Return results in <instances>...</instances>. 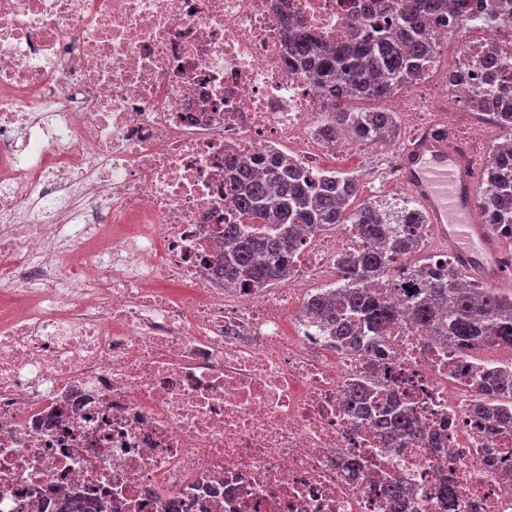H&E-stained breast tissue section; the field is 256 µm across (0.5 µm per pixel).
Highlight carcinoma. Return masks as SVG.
I'll use <instances>...</instances> for the list:
<instances>
[{"instance_id":"1","label":"carcinoma","mask_w":512,"mask_h":512,"mask_svg":"<svg viewBox=\"0 0 512 512\" xmlns=\"http://www.w3.org/2000/svg\"><path fill=\"white\" fill-rule=\"evenodd\" d=\"M447 7L448 0H402L394 35L373 37L360 29L346 51L316 48L294 35L293 58L309 67L321 92L336 99V111L323 128L325 136L347 133L359 140L380 141L395 137L396 113L354 103L384 101L422 77L433 52L426 27L430 20L443 17ZM484 60L493 73L512 60V51L492 42L486 45ZM468 94L477 108L494 110L498 125L512 129V111L499 109L498 101L486 97L481 87H468ZM224 168L231 173L227 191L249 223L277 225L276 231L263 234H251L237 224L224 225V279L241 288L271 284L288 269L309 233L354 223L373 247L340 259L343 286L324 292L310 307L312 316L332 335L367 348L404 307L416 322L448 337L451 346L468 355L481 347L512 348V293L477 283L457 263L437 270L424 261L394 268L397 256L420 251L412 228L426 219L410 199H403L401 205L356 207L354 179L340 172L314 176L276 148L252 157L227 154ZM481 181L485 185L481 210L494 213L491 228L496 235L512 239V142L493 149ZM389 271L402 293L400 302L372 288ZM486 382L476 411L484 425L495 427L512 411V372L493 368ZM385 435L397 439L414 431L405 415L396 413Z\"/></svg>"}]
</instances>
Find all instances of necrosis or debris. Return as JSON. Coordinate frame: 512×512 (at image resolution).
Instances as JSON below:
<instances>
[{
    "label": "necrosis or debris",
    "mask_w": 512,
    "mask_h": 512,
    "mask_svg": "<svg viewBox=\"0 0 512 512\" xmlns=\"http://www.w3.org/2000/svg\"><path fill=\"white\" fill-rule=\"evenodd\" d=\"M397 0H0V512H512V428L474 415L493 358L460 361L401 315L385 359L340 347L305 304L371 248L314 232L288 274L224 281V156L287 145L313 173L399 141L325 137L336 103L287 61L288 27L343 47ZM512 42V0H467ZM467 60L397 103L411 139L468 111L484 46L430 25ZM409 413L384 440L355 383Z\"/></svg>",
    "instance_id": "4bbe7bcc"
}]
</instances>
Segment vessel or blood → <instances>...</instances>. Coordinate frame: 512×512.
<instances>
[{
  "label": "vessel or blood",
  "instance_id": "b4317fda",
  "mask_svg": "<svg viewBox=\"0 0 512 512\" xmlns=\"http://www.w3.org/2000/svg\"><path fill=\"white\" fill-rule=\"evenodd\" d=\"M402 171L404 189L455 245L464 268L489 284L502 283L498 241L481 222L470 162L447 135L408 147L402 154Z\"/></svg>",
  "mask_w": 512,
  "mask_h": 512
}]
</instances>
